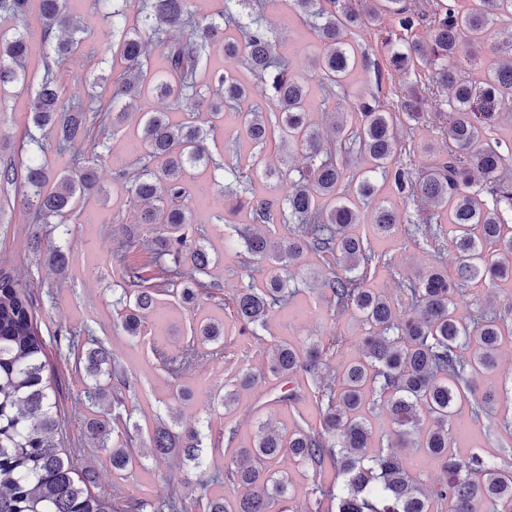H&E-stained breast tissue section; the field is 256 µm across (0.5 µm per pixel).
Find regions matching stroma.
I'll return each instance as SVG.
<instances>
[{
  "label": "stroma",
  "instance_id": "1",
  "mask_svg": "<svg viewBox=\"0 0 512 512\" xmlns=\"http://www.w3.org/2000/svg\"><path fill=\"white\" fill-rule=\"evenodd\" d=\"M75 7L89 33L83 53L68 57L58 67L64 97L70 101L84 99L88 82L93 76L107 72L111 64V54L106 49L108 26L102 15L95 11L93 0H76ZM263 16L265 23L278 31L281 37L279 50L288 58L292 71L303 75L309 83L311 123L318 129H327L335 105L325 102L320 74L314 68V61L322 52L321 44L294 9L292 0H265ZM33 95V90L17 87L0 97V161L16 158L24 139ZM133 135V127H126L112 136L107 145L106 161L98 170L107 196L90 198L84 205L85 212L97 216V224L92 227L79 224L70 215L61 218L62 223L74 228L67 240L74 260L65 273H57L44 265L29 248L34 237L48 236L49 225L30 223L20 198H6L0 190V268L27 282L40 305L38 325L46 342L45 374L58 390L63 437L75 466L96 468L101 493H117L125 500L133 498L155 504L162 500L172 484L181 487L189 497L199 496L202 492L200 474L178 458L158 461L149 456L143 457L134 476L113 473L106 453L85 433L83 420L91 414L92 407L85 397L83 371L75 361L73 350L56 340L60 329L76 332L81 344L88 346L97 342L111 351L117 364L126 370L135 384L120 411L130 414L132 421L142 429L152 428L157 419H169L167 406L173 403L175 389L181 384L191 387L194 397L182 406L179 424L200 420L215 429L231 425L237 428L241 442L246 444L254 437L258 422L267 419L282 429L292 428L299 414L313 423L319 420L313 394L309 391L296 406L265 408L273 382L264 376L263 369L275 343L287 341L301 346L314 340H327L336 333L346 336V348L329 359L323 372L325 379L330 380L340 361L358 357V345L366 328L355 314L340 318L334 315L321 294V282L328 267L322 258L311 253L304 255L294 270L295 297L287 307L271 314L260 339L245 341L239 338L231 308L218 310L207 302L195 310L170 303V321L164 340L159 344L147 336L130 338L114 331L113 316L121 290L120 277L112 266L109 249L112 235L119 226L134 224L138 216L135 202L117 181L116 174L131 168L138 157L133 147ZM224 185L222 173L202 166L193 172V188L205 193L202 201L192 205L194 219L207 229L218 256L210 269L211 277L223 284L224 295L229 298L248 283L260 282L264 270L260 267L245 270L235 257L237 237L234 227L244 223L245 217L225 213ZM374 246L391 258L393 270L404 275L427 269L435 262L430 247L414 246L399 236L377 240ZM202 317L223 320L224 356L184 375L181 380H173L162 367V356L178 350L190 337L195 321ZM231 367L257 373L258 378L253 389L241 392L237 403L224 408L218 405L217 398L224 392L227 370ZM449 432L457 454L467 456L477 452L496 463L512 465V455L503 454L504 448L512 447V433L504 431L497 437H490L485 427L471 422L465 411L450 424ZM277 467L288 475L293 512H311L313 501L308 489L313 482L327 484L336 479L332 468H325L317 475L287 455L279 459Z\"/></svg>",
  "mask_w": 512,
  "mask_h": 512
}]
</instances>
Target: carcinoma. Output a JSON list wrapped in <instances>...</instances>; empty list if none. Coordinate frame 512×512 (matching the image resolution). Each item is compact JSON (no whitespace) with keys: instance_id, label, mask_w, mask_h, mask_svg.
I'll return each instance as SVG.
<instances>
[{"instance_id":"carcinoma-1","label":"carcinoma","mask_w":512,"mask_h":512,"mask_svg":"<svg viewBox=\"0 0 512 512\" xmlns=\"http://www.w3.org/2000/svg\"><path fill=\"white\" fill-rule=\"evenodd\" d=\"M29 2L0 0V15L22 22ZM40 2L43 28L37 38L51 52L38 78L27 143L41 149L40 135L48 134L59 152L70 155L71 169L54 176L32 152L19 162L0 161V186L18 189L34 224L74 212L87 197H107L96 175L103 154L87 155L80 144L95 133V146L104 148L130 115H140L147 155L141 170L118 174L144 208L136 224L112 237V265L121 270L115 329L136 338L149 318L157 333L167 320L160 296L194 307L201 296L212 298L221 290L220 283L205 280L212 258L187 205L190 176L203 164L237 184L225 195L224 208L248 220L235 229L243 245L241 266L268 263L262 286L248 285L232 298L239 335L258 337L272 311L287 304L295 291L284 271L307 253L327 260L322 294L329 306L338 314L358 315L366 326L359 358L339 363L332 384L321 376L323 351H342L345 338L334 334L325 344L311 342L303 349L275 345L267 370L292 387L273 392L270 404L295 405L309 379L317 389L320 422L313 425L301 415L286 434L261 423L244 446L235 445L233 427L205 434L199 426L177 430L162 419L142 437L138 426L116 411L133 389L125 371L105 347L86 349L79 362L92 381L86 395L95 411L85 430L107 451L112 470L132 473L142 448L154 457L178 456L201 471L209 469L211 455L229 456L208 482L241 495L231 502L208 492L190 499L173 485L157 512H289L288 477L274 469L286 454L316 473L329 465L343 477L340 484L313 485L314 512H439L444 505L448 512H482L486 505L490 512H512V468L476 452L460 457L448 440V422L462 402H468L473 422L489 418L498 393L479 391L475 375L495 367L503 337L512 335L511 307L460 312L469 283L487 277L512 281V172L505 173L512 155L494 136L495 127L512 126V59L503 60L512 56V0H293L323 46L317 63L325 100L340 96L353 71L373 70L374 92L355 99L351 111L333 113L328 138L308 119L307 80L291 72L277 51V31L257 13L263 0H232L250 9L248 23L227 8L204 24L195 20L192 0H112L108 50L120 71L115 78L99 77L112 88L106 109L96 104V94L86 102L64 99L57 67L81 51L84 29L71 12L73 0ZM133 7L136 22L130 28ZM384 15L391 17V30L382 37L385 64L351 41V35L378 26ZM421 27L429 31L426 40L417 35ZM33 38L24 27L0 30V91L33 82L27 68ZM218 42L271 96L268 107L242 113L234 140L263 146L277 138L281 150L304 156L284 204L252 192L242 170L272 178L283 173L287 156L273 167L259 153L216 157L209 151L207 140L224 112L239 111L251 96L230 70L212 75V95L201 92L200 66ZM153 44L163 48L167 62L160 77L149 66ZM421 69L428 72V95L413 83L397 99L383 94L387 79ZM150 94L189 101L195 112L207 110L208 129L144 110ZM431 101L450 109L449 122L440 127L444 148L416 176L400 156L429 151L416 132ZM358 158L368 167L357 168ZM378 178L412 204L414 214L404 219L394 207L379 204L370 212V232L357 234L353 225L363 221L360 204L375 195ZM277 224L288 235L273 238L258 230ZM399 232L441 259L449 250L455 259L452 278L436 263L396 281L400 300L412 309L405 320L397 318L385 291L369 284L380 267L391 265L373 240ZM139 247L149 255L143 263L132 259ZM31 248L45 252L61 273L70 263V252L51 240L43 247L36 238ZM38 311L29 286L0 270V512H119L109 497L95 492V468L77 469L62 448V418L57 390L45 376ZM223 343L224 323L203 322L177 356L164 359L163 368L178 378L204 359L198 345ZM252 385L251 372L237 371L218 404L231 406ZM367 405L389 413L396 442L372 449ZM411 447L436 462L444 479L427 485L405 470L401 449Z\"/></svg>"}]
</instances>
